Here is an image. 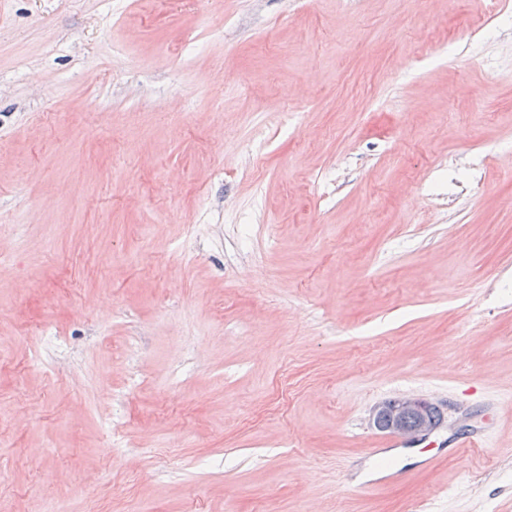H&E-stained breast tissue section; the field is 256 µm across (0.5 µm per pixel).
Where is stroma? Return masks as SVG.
<instances>
[{"instance_id":"obj_1","label":"stroma","mask_w":512,"mask_h":512,"mask_svg":"<svg viewBox=\"0 0 512 512\" xmlns=\"http://www.w3.org/2000/svg\"><path fill=\"white\" fill-rule=\"evenodd\" d=\"M481 9L0 0V512H512ZM409 395L444 421L394 446L369 415ZM375 446L405 476L368 494Z\"/></svg>"}]
</instances>
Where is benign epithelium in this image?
<instances>
[{"mask_svg": "<svg viewBox=\"0 0 512 512\" xmlns=\"http://www.w3.org/2000/svg\"><path fill=\"white\" fill-rule=\"evenodd\" d=\"M435 408L437 404L428 398L401 397L375 407L371 414V423L382 432L411 442L419 441L438 427L433 416Z\"/></svg>", "mask_w": 512, "mask_h": 512, "instance_id": "benign-epithelium-1", "label": "benign epithelium"}]
</instances>
